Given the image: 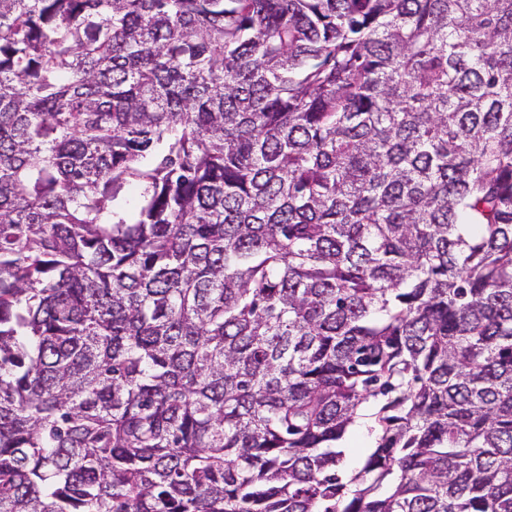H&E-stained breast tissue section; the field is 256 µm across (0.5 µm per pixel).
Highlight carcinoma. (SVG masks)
<instances>
[{
    "label": "carcinoma",
    "mask_w": 512,
    "mask_h": 512,
    "mask_svg": "<svg viewBox=\"0 0 512 512\" xmlns=\"http://www.w3.org/2000/svg\"><path fill=\"white\" fill-rule=\"evenodd\" d=\"M0 512H512V0H0ZM371 446L372 440L367 432L359 429L354 431L349 438L350 449L347 455V465L358 466Z\"/></svg>",
    "instance_id": "cac0c4a2"
}]
</instances>
